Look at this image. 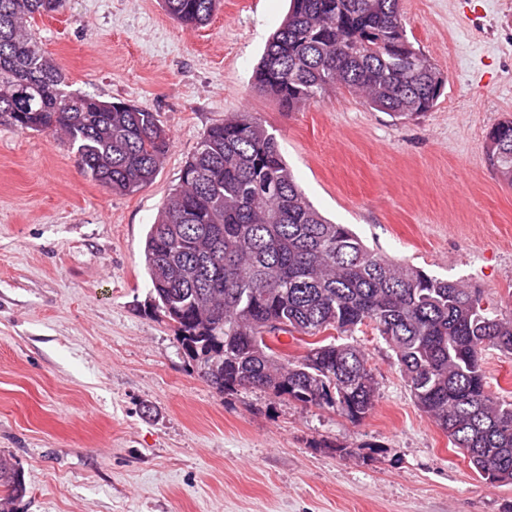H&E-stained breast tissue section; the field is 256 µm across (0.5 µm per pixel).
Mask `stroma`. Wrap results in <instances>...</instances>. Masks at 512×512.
Segmentation results:
<instances>
[{"mask_svg": "<svg viewBox=\"0 0 512 512\" xmlns=\"http://www.w3.org/2000/svg\"><path fill=\"white\" fill-rule=\"evenodd\" d=\"M290 0H222L189 29L160 0H62L38 17L72 91L157 112L170 149L122 195L66 139L0 124V455L24 512H512L410 396L371 329L378 399L353 423L259 389L219 393L151 308L143 242L212 124L270 125L308 200L370 247L512 317V187L487 133L512 118V0H401L444 78L412 120L344 89L288 114L254 70Z\"/></svg>", "mask_w": 512, "mask_h": 512, "instance_id": "obj_1", "label": "stroma"}]
</instances>
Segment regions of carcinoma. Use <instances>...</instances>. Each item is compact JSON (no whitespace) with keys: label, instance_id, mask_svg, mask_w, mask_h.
<instances>
[{"label":"carcinoma","instance_id":"1","mask_svg":"<svg viewBox=\"0 0 512 512\" xmlns=\"http://www.w3.org/2000/svg\"><path fill=\"white\" fill-rule=\"evenodd\" d=\"M162 3L198 29L221 0ZM59 4L0 0V123L63 134L85 175L112 193H134L155 179L170 134L146 107L67 90L34 30L35 18ZM442 84L406 38L400 0H291L255 71V87L287 112L337 87L411 119L433 108ZM488 154L512 186V119L491 128ZM143 255L152 308L219 392L260 389L359 422L376 405V382L354 339L370 325L451 445L483 478L512 483V401L489 391L483 362L490 348L512 354V318L460 282L395 262L328 221L260 118L243 113L206 129ZM266 325L312 342L288 355L279 334L261 337ZM26 495L23 473L1 455L0 512H17Z\"/></svg>","mask_w":512,"mask_h":512}]
</instances>
